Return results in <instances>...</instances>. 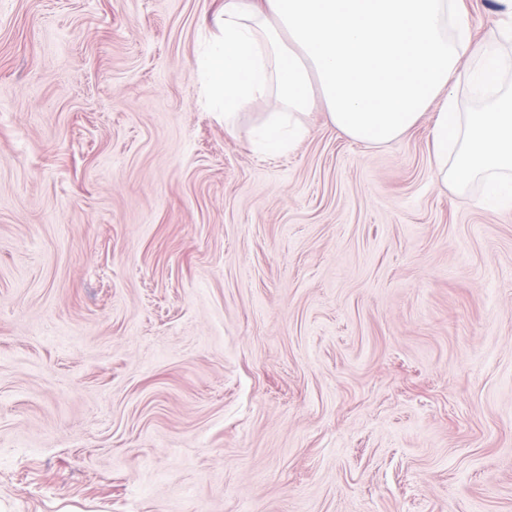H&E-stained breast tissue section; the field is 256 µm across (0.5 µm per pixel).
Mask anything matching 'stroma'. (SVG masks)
Masks as SVG:
<instances>
[{
    "label": "stroma",
    "instance_id": "1",
    "mask_svg": "<svg viewBox=\"0 0 512 512\" xmlns=\"http://www.w3.org/2000/svg\"><path fill=\"white\" fill-rule=\"evenodd\" d=\"M217 7L0 0V512H512V208L429 113L250 151Z\"/></svg>",
    "mask_w": 512,
    "mask_h": 512
}]
</instances>
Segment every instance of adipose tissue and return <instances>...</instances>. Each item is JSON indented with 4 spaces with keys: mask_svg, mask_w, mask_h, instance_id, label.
Returning <instances> with one entry per match:
<instances>
[{
    "mask_svg": "<svg viewBox=\"0 0 512 512\" xmlns=\"http://www.w3.org/2000/svg\"><path fill=\"white\" fill-rule=\"evenodd\" d=\"M197 69L225 130L245 103L273 99L249 141L266 156L297 146L317 103L339 132L376 148L440 101L432 149L443 180L482 179L487 202L512 204V92L498 48L474 41L462 0H222ZM460 72L488 93V111L457 112Z\"/></svg>",
    "mask_w": 512,
    "mask_h": 512,
    "instance_id": "obj_1",
    "label": "adipose tissue"
}]
</instances>
